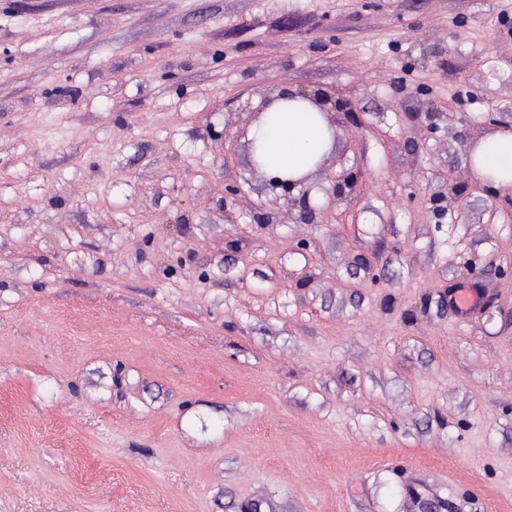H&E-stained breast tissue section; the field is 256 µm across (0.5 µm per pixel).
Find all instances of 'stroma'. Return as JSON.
Wrapping results in <instances>:
<instances>
[{"label":"stroma","mask_w":512,"mask_h":512,"mask_svg":"<svg viewBox=\"0 0 512 512\" xmlns=\"http://www.w3.org/2000/svg\"><path fill=\"white\" fill-rule=\"evenodd\" d=\"M282 88L341 104L289 192ZM491 125L512 0H0V512H512ZM305 94L277 91L270 102L257 103L260 114L248 125L255 166L273 180L298 186L321 166L334 144L327 110Z\"/></svg>","instance_id":"stroma-1"}]
</instances>
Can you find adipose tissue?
Instances as JSON below:
<instances>
[{"label": "adipose tissue", "mask_w": 512, "mask_h": 512, "mask_svg": "<svg viewBox=\"0 0 512 512\" xmlns=\"http://www.w3.org/2000/svg\"><path fill=\"white\" fill-rule=\"evenodd\" d=\"M248 125L251 155L272 179L300 184L331 153L334 129L326 110L311 97L282 89L257 104ZM475 180L492 190L512 192V132L491 130L469 150Z\"/></svg>", "instance_id": "adipose-tissue-1"}]
</instances>
